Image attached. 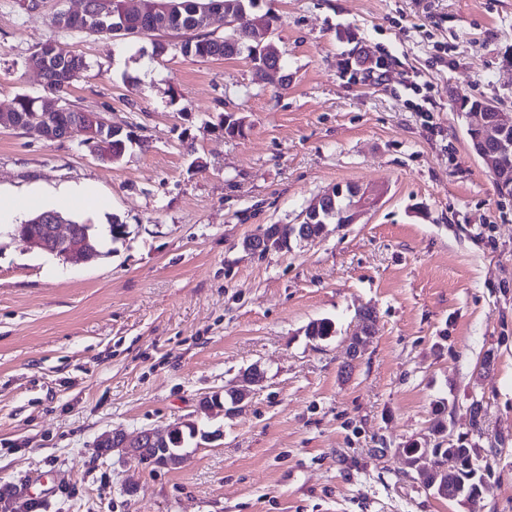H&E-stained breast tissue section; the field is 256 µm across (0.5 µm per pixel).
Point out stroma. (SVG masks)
<instances>
[{"mask_svg": "<svg viewBox=\"0 0 512 512\" xmlns=\"http://www.w3.org/2000/svg\"><path fill=\"white\" fill-rule=\"evenodd\" d=\"M80 0H0V110L45 97L48 41L81 55L75 108L132 136L118 162L78 139L0 131V188L94 183L64 206L129 235L92 263L30 251L0 224V488L12 512H470L424 487L405 453L478 448L480 512H512V197L471 150L461 98L512 110V0H259L287 86L247 56L182 54L169 37L51 26ZM384 58V81L357 58ZM234 115L241 135L224 132ZM381 198L357 223L251 254L344 184ZM376 313L358 359L359 310ZM331 320L333 336L306 334ZM491 370H483L486 352ZM260 365L233 416L200 409ZM483 401L481 429L470 405ZM448 410L435 415L437 401ZM196 422L182 463L100 453L98 437ZM52 43H54V44H51L49 42L43 46V58L40 53L42 47L39 50L37 49L30 56L29 62L32 64V66L41 67L43 65V59H44L45 65L47 67H53V66L60 65V64L62 65L61 59L58 55V50L65 53L66 55H73L69 51L62 48L60 44H58L56 42H52ZM57 47H58V49H57ZM73 56H76V55H73ZM76 57H79V56H76ZM79 58H81V57H79ZM284 237V233L282 229L275 234H266L265 231L262 230L257 233V238L251 240V242H247L244 240V245L249 251L253 254L257 255H265L271 251L279 249L282 238Z\"/></svg>", "mask_w": 512, "mask_h": 512, "instance_id": "1", "label": "stroma"}]
</instances>
